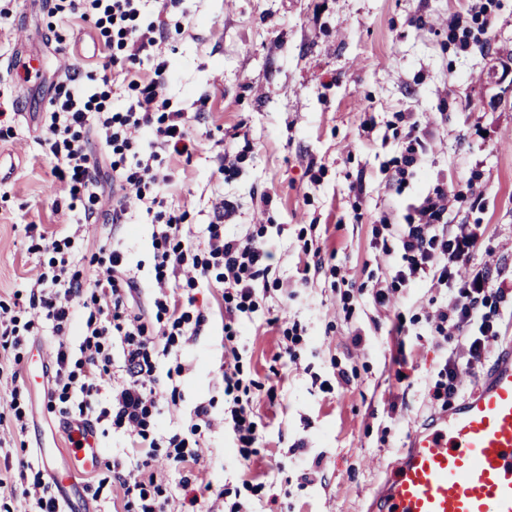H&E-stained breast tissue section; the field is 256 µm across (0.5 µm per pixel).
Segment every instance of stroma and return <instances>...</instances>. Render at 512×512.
<instances>
[{
    "mask_svg": "<svg viewBox=\"0 0 512 512\" xmlns=\"http://www.w3.org/2000/svg\"><path fill=\"white\" fill-rule=\"evenodd\" d=\"M0 108L14 110L16 136L1 143L13 168L0 175L10 196L0 213V299L38 274L24 227L74 229L54 213L46 189L51 160L35 138L62 63L85 70L90 39L45 40L49 0H0ZM173 18L174 76L166 96L185 109L196 141L191 159L173 163L168 207L187 208L194 240L221 201L235 214L228 236H253L270 253L253 310L234 341L247 410L260 437L243 457L224 429V302L221 288L183 289L206 320L183 337L160 370L182 365L167 434L188 435L192 411L208 405L199 464L153 463L174 499L201 492V512H366V504L432 413L450 346L435 336L433 311L453 294L395 281L398 234L410 206L435 186L452 200L447 224L474 226L478 245L459 272L494 270L484 306L500 337L512 338V0H182ZM427 151L402 185L389 177L409 144V121ZM238 171H218L222 152ZM389 227L380 230L378 220ZM152 218L84 226L88 249L123 250L141 286L152 268ZM388 290L387 306L374 300ZM50 328L27 337L20 353L0 351V512H19L12 486L40 444L67 447L44 387L25 381L37 348L53 350ZM29 395L25 431L10 410L12 390ZM98 466L77 476L86 512H125L110 482L130 462L118 434L106 432ZM317 466L314 481L302 480Z\"/></svg>",
    "mask_w": 512,
    "mask_h": 512,
    "instance_id": "obj_1",
    "label": "stroma"
}]
</instances>
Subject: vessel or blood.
<instances>
[{
    "label": "vessel or blood",
    "mask_w": 512,
    "mask_h": 512,
    "mask_svg": "<svg viewBox=\"0 0 512 512\" xmlns=\"http://www.w3.org/2000/svg\"><path fill=\"white\" fill-rule=\"evenodd\" d=\"M71 435L79 442L74 460L95 465L90 432ZM76 477L73 470L53 472L65 512L76 510L69 494ZM367 512H512V342L498 347L476 392L412 433Z\"/></svg>",
    "instance_id": "obj_1"
}]
</instances>
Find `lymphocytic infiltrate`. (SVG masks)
Segmentation results:
<instances>
[{
  "mask_svg": "<svg viewBox=\"0 0 512 512\" xmlns=\"http://www.w3.org/2000/svg\"><path fill=\"white\" fill-rule=\"evenodd\" d=\"M142 0H53L46 31L63 41L64 31L88 27L96 50V65L85 71V88L75 93L70 79L54 86L38 142L53 161L48 189L54 210L77 214L79 223L99 218L115 224L133 223L139 212L152 214L153 270L149 299L151 313L134 306L138 284L127 269L120 249L103 245L84 250L78 234L50 231L29 224L28 251L40 255L37 277L22 282L13 304L0 303V347L20 349L36 324L50 323L57 336L54 369L48 398L52 408L68 422L110 426L124 439L135 468L116 480L126 497L138 499L141 512H168L164 489L143 473L158 456L175 465L198 464L199 440L171 436L160 441L156 428L163 414L172 374H161L157 358L178 337L192 336L205 317L195 310L194 299H183L179 286L195 288L222 284L224 333L234 338L239 312L249 309L257 281L267 270L269 256L249 236L228 237L224 222L234 207L224 203L208 226L206 247L196 246L186 220L187 211L164 205L163 191L173 179L171 160L192 156L194 140L184 110L171 108L165 96L171 74L165 46L170 9L180 0H164L153 19H145ZM151 59L150 73L139 70ZM125 86L131 95L120 108L112 106V90ZM102 148L93 152L91 138ZM150 138L154 153L141 155L143 138ZM448 212V191L438 186L405 215L399 238L401 262L396 278L404 282L432 283L459 288L462 299L434 311L435 331L443 339L463 335V358L446 359L436 395L451 399L459 392L462 365L486 358L496 330L482 313L489 271L457 284L456 272L473 253L478 235L468 229L449 233L443 218ZM80 327L79 346L67 336ZM120 348L124 375L120 382L103 386L101 377L112 366V350ZM224 394L239 391V352L227 351ZM229 426L241 447L257 440L255 423L235 402L229 408Z\"/></svg>",
  "mask_w": 512,
  "mask_h": 512,
  "instance_id": "obj_1",
  "label": "lymphocytic infiltrate"
}]
</instances>
